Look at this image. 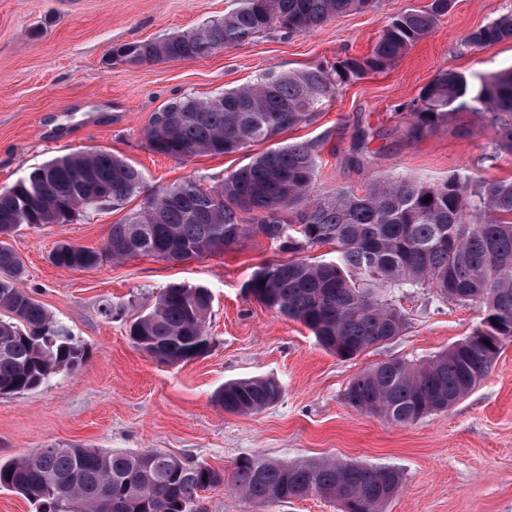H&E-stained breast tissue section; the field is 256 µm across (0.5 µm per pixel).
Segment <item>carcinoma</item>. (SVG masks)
I'll use <instances>...</instances> for the list:
<instances>
[{"instance_id":"1","label":"carcinoma","mask_w":512,"mask_h":512,"mask_svg":"<svg viewBox=\"0 0 512 512\" xmlns=\"http://www.w3.org/2000/svg\"><path fill=\"white\" fill-rule=\"evenodd\" d=\"M372 0H241L223 19L190 31L118 45L107 64L139 65L209 56L271 31L307 32ZM452 0H428L393 17L372 50L332 67L266 72L255 83L211 97L184 94L154 113L150 149L177 161L236 153L309 121L339 86L393 68L448 13ZM512 39V15L470 33L464 46ZM420 132L466 108L489 116L497 129L494 154L512 153V69L472 77L444 70L403 105ZM317 154L307 142L271 148L219 185L199 178L162 187L114 224L100 248L63 242L52 265L88 270L107 260L151 256L167 262L234 249L261 234L294 254L266 264L247 283L252 297L300 322L341 358L401 335L406 315L385 299L391 289L431 288L444 300L480 305V326L425 363L391 358L355 377L349 406L394 424L448 410L466 397L499 357V336H512V181L471 183L450 176L437 183L407 177L372 182L363 193L339 187L315 194ZM142 177L104 150L54 158L0 189V395L43 385L72 368L83 352L50 312L20 287L25 268L4 238L22 225L68 224L90 209L117 210L140 190ZM431 200H426V197ZM336 243L331 260L299 258ZM212 298L208 289L172 283L129 325L128 336L160 364L207 354ZM282 395L271 378L224 384L215 402L228 414H258ZM225 474L161 450L105 451L76 445L42 448L0 462V487L41 504L43 512H197L199 493L224 484ZM230 482L258 506L313 494L340 512H384L403 475L334 459L279 462L241 458Z\"/></svg>"}]
</instances>
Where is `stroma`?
I'll return each instance as SVG.
<instances>
[{"label":"stroma","instance_id":"obj_1","mask_svg":"<svg viewBox=\"0 0 512 512\" xmlns=\"http://www.w3.org/2000/svg\"><path fill=\"white\" fill-rule=\"evenodd\" d=\"M426 0H374L309 32L259 34L242 45L190 60L107 65L120 44L189 31L235 10L239 0H0V188L70 152L106 150L143 176V191L194 177L206 185L280 141L314 143L315 187L364 189L376 178L436 183L449 176L508 179L512 154L493 157L492 122L468 110L416 135L403 104L442 70L512 69V40L471 49L473 30L512 15V0H455L436 28L391 70L341 85L312 120L281 138L229 155L178 162L151 151L154 112L186 93L205 98L260 74L329 67L368 53L381 28ZM123 210L90 209L69 224L22 226L9 243L27 273L22 282L85 350L78 366L42 386L0 395V460L42 448L158 449L232 473L237 459L334 458L399 469L405 478L385 512H512V342L475 389L448 411L404 425L350 407L352 379L393 357L423 360L469 336L482 312L429 288L393 292L408 328L344 360L299 322L264 307L246 284L254 271L288 260L264 236L233 250L184 262L140 256L92 270L52 265L56 244L102 246ZM173 282L212 295L210 351L175 365L132 344L130 322ZM114 315L106 317L102 307ZM271 377L282 387L258 414L225 413L213 400L225 382ZM199 512H338L316 495L260 507L231 485L200 494Z\"/></svg>","mask_w":512,"mask_h":512}]
</instances>
